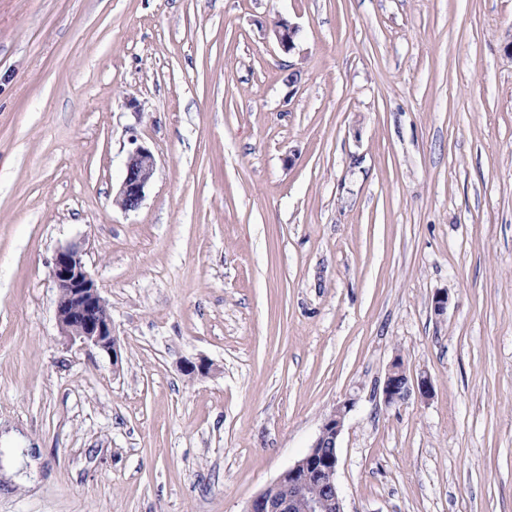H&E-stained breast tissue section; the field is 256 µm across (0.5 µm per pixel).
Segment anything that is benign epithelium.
<instances>
[{"label": "benign epithelium", "instance_id": "1", "mask_svg": "<svg viewBox=\"0 0 512 512\" xmlns=\"http://www.w3.org/2000/svg\"><path fill=\"white\" fill-rule=\"evenodd\" d=\"M274 33L283 52L289 54L295 49L296 26L279 20ZM124 167L114 203L124 211H135L152 184L156 158L147 147L138 145L128 152ZM51 277L57 288L56 322L60 334L106 353L112 358V367L119 368L118 338L113 331L112 315L80 251L75 247L58 250L52 261ZM409 390V377L398 357L378 387V393L384 405L390 406L404 400ZM353 406L351 398L337 404L324 418L310 451L256 495L246 512H344L335 481L339 464L338 439ZM309 477L325 486V493L309 497L295 494V488L305 484Z\"/></svg>", "mask_w": 512, "mask_h": 512}]
</instances>
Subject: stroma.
<instances>
[{
    "instance_id": "obj_1",
    "label": "stroma",
    "mask_w": 512,
    "mask_h": 512,
    "mask_svg": "<svg viewBox=\"0 0 512 512\" xmlns=\"http://www.w3.org/2000/svg\"><path fill=\"white\" fill-rule=\"evenodd\" d=\"M511 39L512 0H0V512H245L348 398L345 512H512ZM69 244L120 369L59 332ZM397 357L429 398L383 404ZM156 158L145 146L130 150L124 163V176L114 203L124 211L137 210L144 201L156 171Z\"/></svg>"
}]
</instances>
